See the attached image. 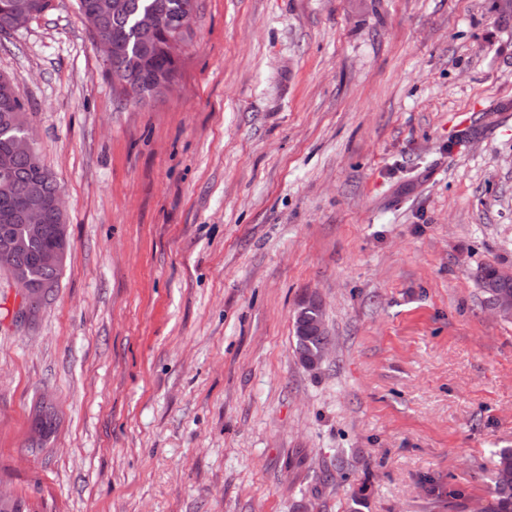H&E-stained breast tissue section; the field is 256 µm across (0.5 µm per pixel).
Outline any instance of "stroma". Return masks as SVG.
<instances>
[{"label":"stroma","instance_id":"1","mask_svg":"<svg viewBox=\"0 0 512 512\" xmlns=\"http://www.w3.org/2000/svg\"><path fill=\"white\" fill-rule=\"evenodd\" d=\"M199 4L144 104L76 0L0 35L69 241L33 317L0 271V483L34 512H474L512 448V320L476 281L512 270V16ZM305 297L306 296H304L299 302L295 315V351L304 366H306L305 364L308 362H313L317 357L320 347L329 342V336H317L306 329L307 324L318 314L314 309L320 310L319 314L323 316V304L318 295L310 294L307 297L306 304L314 309L308 308L304 305ZM313 325L318 331L325 330L322 317H316L313 320ZM330 347L331 344L323 345V348L320 350L319 356L314 363L315 365L327 358Z\"/></svg>","mask_w":512,"mask_h":512}]
</instances>
